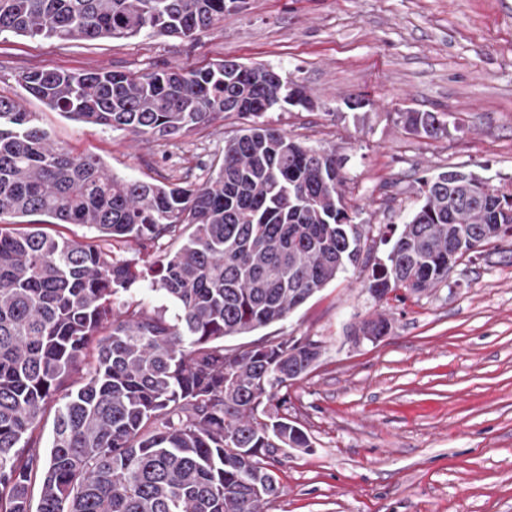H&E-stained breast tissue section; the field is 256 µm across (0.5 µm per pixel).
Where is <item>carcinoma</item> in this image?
<instances>
[{
    "mask_svg": "<svg viewBox=\"0 0 512 512\" xmlns=\"http://www.w3.org/2000/svg\"><path fill=\"white\" fill-rule=\"evenodd\" d=\"M245 0H0V33L60 41L159 34L190 39ZM18 83L65 117L144 142L175 139L219 115L255 121L224 140L197 185L126 179L98 156L51 142L0 97V218L81 224L89 242L18 222L0 226V512H264L281 493L260 467L279 448L312 447L282 390L310 372L319 340L243 348L224 338L282 321L358 263L343 160L270 126L273 109H308L304 87L263 64L224 59L180 73L30 70ZM403 128L448 133L436 112ZM422 180L369 287L387 298L448 282L493 242L512 252V192L471 173ZM131 240L135 257H112ZM182 241L161 253L164 241ZM151 259L149 266L139 262ZM158 292L176 312H150ZM57 405L48 458L31 444Z\"/></svg>",
    "mask_w": 512,
    "mask_h": 512,
    "instance_id": "obj_1",
    "label": "carcinoma"
}]
</instances>
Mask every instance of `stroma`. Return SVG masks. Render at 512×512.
I'll use <instances>...</instances> for the list:
<instances>
[{
	"label": "stroma",
	"mask_w": 512,
	"mask_h": 512,
	"mask_svg": "<svg viewBox=\"0 0 512 512\" xmlns=\"http://www.w3.org/2000/svg\"><path fill=\"white\" fill-rule=\"evenodd\" d=\"M260 63L303 85L313 109L265 123L344 160L345 199L372 249L286 320L228 347L311 336L315 367L288 389L289 419L311 452L279 451L282 493L265 512H512V256L501 242L447 283L380 301L367 291L391 231L421 202L420 180L456 169L512 187V0H247L185 39L98 41L0 35V95L34 114L56 144L102 158L116 176L203 184L247 118L145 143L61 116L17 84L33 68L182 71ZM365 99L350 108V100ZM437 112L447 135L406 131L402 112ZM391 330L354 344L352 326ZM367 323L373 325V330L377 332L375 336L374 333L371 332V330L368 327H365L363 332H358L359 330H363V327ZM389 329V320L382 316H377L375 318H372L370 322L362 321L359 327L356 326L353 331H355L354 335H357L358 332V336H351V339L356 343H362L363 341L376 342L380 340L382 337L386 336L389 332Z\"/></svg>",
	"instance_id": "1"
}]
</instances>
